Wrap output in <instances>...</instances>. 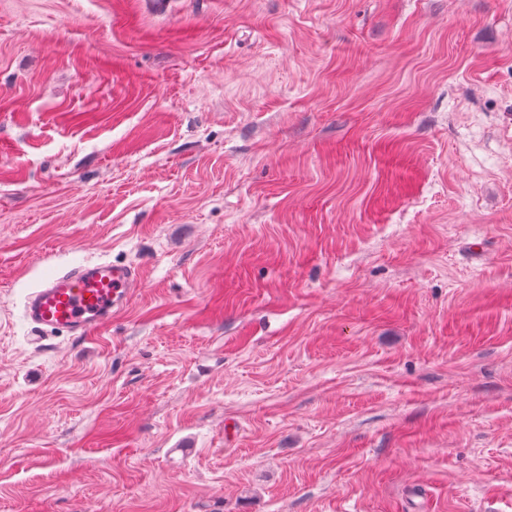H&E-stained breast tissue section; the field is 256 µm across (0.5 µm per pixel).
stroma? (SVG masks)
<instances>
[{
	"mask_svg": "<svg viewBox=\"0 0 512 512\" xmlns=\"http://www.w3.org/2000/svg\"><path fill=\"white\" fill-rule=\"evenodd\" d=\"M0 512H512V0H0ZM139 284V270L132 265L101 259L56 265L27 290L22 316L33 330H60L88 340L127 307Z\"/></svg>",
	"mask_w": 512,
	"mask_h": 512,
	"instance_id": "1",
	"label": "stroma"
}]
</instances>
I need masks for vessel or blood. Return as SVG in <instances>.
<instances>
[{
  "label": "vessel or blood",
  "mask_w": 512,
  "mask_h": 512,
  "mask_svg": "<svg viewBox=\"0 0 512 512\" xmlns=\"http://www.w3.org/2000/svg\"><path fill=\"white\" fill-rule=\"evenodd\" d=\"M139 284L131 265L101 259L58 265L27 290L22 316L33 329L88 340L127 307Z\"/></svg>",
  "instance_id": "obj_1"
}]
</instances>
